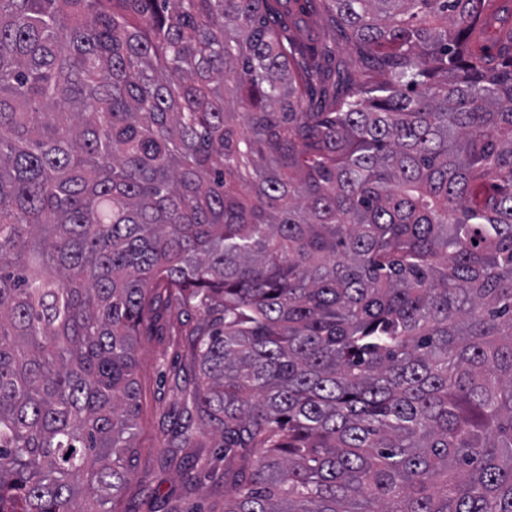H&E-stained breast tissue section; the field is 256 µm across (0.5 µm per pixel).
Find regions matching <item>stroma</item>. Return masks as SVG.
<instances>
[{"mask_svg": "<svg viewBox=\"0 0 512 512\" xmlns=\"http://www.w3.org/2000/svg\"><path fill=\"white\" fill-rule=\"evenodd\" d=\"M297 43L315 42L324 58L359 65L353 48L323 18L291 31ZM201 310L161 311L139 338L137 374L142 391L141 434L131 480L123 491L129 512H224V459L221 436L206 431L191 448H168V431L190 401L192 375L188 331L203 321Z\"/></svg>", "mask_w": 512, "mask_h": 512, "instance_id": "1", "label": "stroma"}]
</instances>
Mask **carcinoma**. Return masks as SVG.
I'll use <instances>...</instances> for the list:
<instances>
[{
  "label": "carcinoma",
  "instance_id": "cac0c4a2",
  "mask_svg": "<svg viewBox=\"0 0 512 512\" xmlns=\"http://www.w3.org/2000/svg\"><path fill=\"white\" fill-rule=\"evenodd\" d=\"M190 307L224 512H512V0H0V512H126ZM290 37L300 44L308 43L313 39L325 59H336V57L345 59L355 78L358 80L362 78L353 48L341 41L323 18L317 17L312 20L309 28L291 31Z\"/></svg>",
  "mask_w": 512,
  "mask_h": 512
}]
</instances>
